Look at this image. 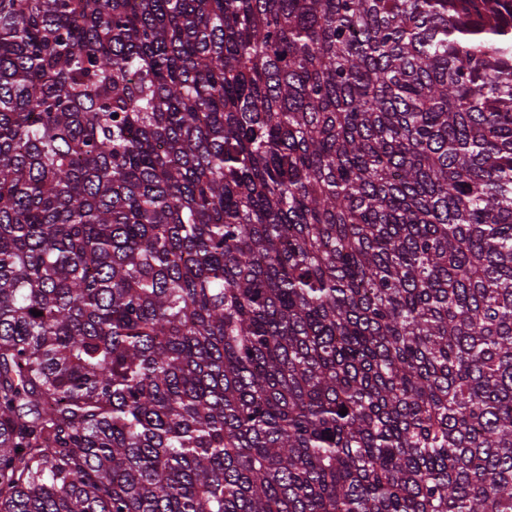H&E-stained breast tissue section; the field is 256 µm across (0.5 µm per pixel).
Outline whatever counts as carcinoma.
<instances>
[{
	"mask_svg": "<svg viewBox=\"0 0 512 512\" xmlns=\"http://www.w3.org/2000/svg\"><path fill=\"white\" fill-rule=\"evenodd\" d=\"M0 512H512V0H0Z\"/></svg>",
	"mask_w": 512,
	"mask_h": 512,
	"instance_id": "cac0c4a2",
	"label": "carcinoma"
}]
</instances>
